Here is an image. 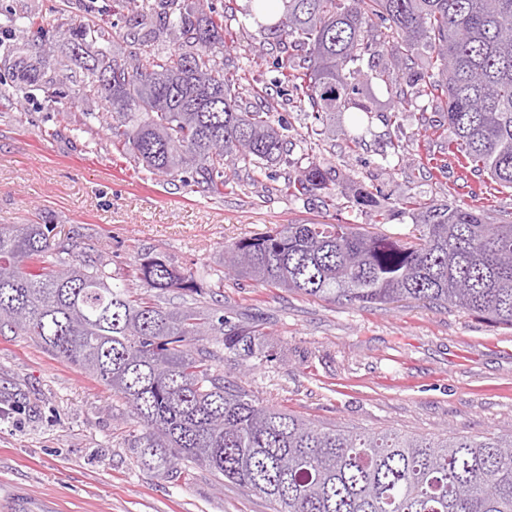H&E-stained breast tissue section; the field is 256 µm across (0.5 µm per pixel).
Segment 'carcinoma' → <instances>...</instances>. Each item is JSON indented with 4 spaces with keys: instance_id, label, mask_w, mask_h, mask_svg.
Masks as SVG:
<instances>
[{
    "instance_id": "1",
    "label": "carcinoma",
    "mask_w": 512,
    "mask_h": 512,
    "mask_svg": "<svg viewBox=\"0 0 512 512\" xmlns=\"http://www.w3.org/2000/svg\"><path fill=\"white\" fill-rule=\"evenodd\" d=\"M142 31L138 51L83 62L77 107L97 96L109 108L112 142L150 172H191L220 194L224 169L242 162L264 172L288 152L278 98L296 94L315 120L350 113L359 145L375 112L364 87L376 84L399 113H421V129L443 140L460 169L512 188V0H250L249 16L275 50L276 75L261 88L224 64V33L244 24L206 0L184 9L160 0L159 26L142 0H116ZM180 49L162 46L164 32ZM105 37L87 20L75 27L73 55ZM26 76L0 89L11 105L37 85L36 45L0 55ZM264 101L250 108L243 96ZM334 170L315 161L288 174V196L333 195ZM475 204L416 206L409 241L359 224H279L225 249L230 267L262 287L329 303L428 302L512 327V224H488ZM349 208L380 206L351 190ZM55 224L0 225V330L32 336L125 400L137 429L132 447L163 477L178 465L204 466L272 512H512V436L440 437L365 432L316 424L226 383L215 363L264 353L263 334L224 330V316L198 306L166 308L135 295L110 262L69 264ZM132 277L161 294L198 292L194 274L160 253L139 259ZM214 336L224 354L198 345Z\"/></svg>"
}]
</instances>
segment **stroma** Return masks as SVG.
Listing matches in <instances>:
<instances>
[{
  "label": "stroma",
  "mask_w": 512,
  "mask_h": 512,
  "mask_svg": "<svg viewBox=\"0 0 512 512\" xmlns=\"http://www.w3.org/2000/svg\"><path fill=\"white\" fill-rule=\"evenodd\" d=\"M88 19L120 31L109 52L136 50L113 0H0V49L31 42L38 28L48 32L43 85L16 105L0 104V224L57 225L74 259L106 258L118 276L131 275L149 252L200 274L192 303L221 311L225 328L265 335L264 358L220 363L225 380L292 413L366 431L512 435V328L413 300L331 304L257 287L224 264L227 245L277 224L350 222L406 240L415 226L397 200L469 203L456 164L442 174L422 164L439 144L419 135L417 113H405L401 127L385 125L397 104L370 88L378 115L356 148L347 115L319 125L284 101L278 115L288 126V155L266 174L227 168L223 195L206 194L120 155L100 99L83 98L74 112L48 107L45 82L77 88L69 33ZM263 43L251 25L224 49L225 63L245 69L254 86L270 80ZM89 112L96 121L86 122ZM392 139L400 156L387 162ZM309 159L335 170L334 206L283 192L289 171ZM357 182L388 209H345ZM132 429L128 406L108 387L33 337L0 332V512H272L202 466L158 475L139 462Z\"/></svg>",
  "instance_id": "stroma-1"
}]
</instances>
